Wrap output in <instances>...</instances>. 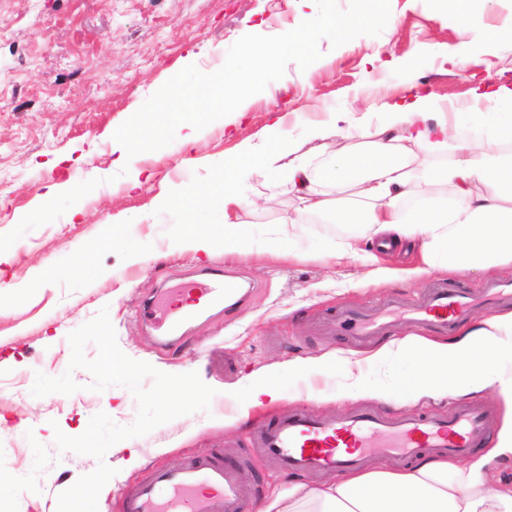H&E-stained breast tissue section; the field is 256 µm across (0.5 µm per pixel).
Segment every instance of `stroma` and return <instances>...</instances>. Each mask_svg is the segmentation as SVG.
I'll return each instance as SVG.
<instances>
[{
    "label": "stroma",
    "mask_w": 512,
    "mask_h": 512,
    "mask_svg": "<svg viewBox=\"0 0 512 512\" xmlns=\"http://www.w3.org/2000/svg\"><path fill=\"white\" fill-rule=\"evenodd\" d=\"M391 14L376 36L361 35L338 48L322 42L321 59L307 69L288 63L279 80L252 104L235 127L210 124L195 148L183 146L167 124L152 126L151 149L136 159L151 172L141 188L128 189L112 167V137L128 129L133 114L188 65L221 68L229 48L262 24L266 36L293 28L297 0H0V512H56L57 496L98 463L115 475L98 496V512H115L121 487L145 478L152 465L180 461L201 448H217L225 460L246 466L247 512H256L278 485L318 478L276 474L247 439L263 420L256 411L246 423L228 427L236 408L230 390L254 371L353 351L345 336L319 330L325 312L339 305L374 307L392 299L414 302L438 282L479 290L491 280L511 281L512 265L495 275L434 271L408 282L377 285L367 269L343 270L316 254L291 262L231 260L223 254L196 259L171 248L174 225L184 214L163 211L155 198L173 186L217 182L213 159L233 154L257 138L270 112H286L298 135L303 124L352 107L355 98L391 99L415 85L455 106L472 103L478 78L512 82V0H464L461 11L440 0H390ZM469 46L468 62L455 50ZM395 65H387V58ZM66 172L83 192L44 203L45 187ZM96 182H88V172ZM250 205L243 215L256 240L276 227L288 196L267 203L268 184L242 186ZM79 220H72L74 210ZM122 224L141 245L137 264L124 259L122 243H105L108 228ZM224 265L250 292L233 311L211 312L188 325L180 353L161 350L151 323L138 314L143 299L178 284L180 275ZM44 279L31 284L33 269ZM108 309L120 349L131 359L169 374L198 373L214 389L210 407L173 419L147 435L120 441L104 459L59 451L55 431L75 437L96 413L120 425L134 422L137 401L123 387L90 390L93 378L70 369L69 334ZM71 372L78 391L36 397V373ZM340 377L283 378L276 411L294 407L339 414L360 408L397 412L396 404L373 398H337ZM142 459L128 468L130 451Z\"/></svg>",
    "instance_id": "obj_1"
}]
</instances>
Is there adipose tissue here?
I'll return each instance as SVG.
<instances>
[{"mask_svg": "<svg viewBox=\"0 0 512 512\" xmlns=\"http://www.w3.org/2000/svg\"><path fill=\"white\" fill-rule=\"evenodd\" d=\"M473 100L471 110L452 112L418 89L355 112H332L306 125L309 154L290 143L284 116H274L265 137L242 141L234 155L215 160L218 187L178 186L156 206L210 214L209 224L176 234L179 249L249 257L255 249L240 220L248 202L239 185L272 173L295 199L264 244L276 257H299L304 218L318 213L330 224L364 226L382 247L417 248L420 264L402 268L379 266L375 255L357 253L348 241L330 250L336 266L359 259L381 283L430 269L488 273L512 265V86L486 83ZM370 127L377 137L365 150L335 142ZM407 359L417 368L399 385L387 386L372 373ZM337 369L346 397L415 403L490 390L509 414L494 445L467 463L426 456L402 469L336 474L316 486L273 491L262 512H512V481L492 485L486 478L492 462L512 458V311L489 314L448 340L409 333L362 357L337 350L254 373L235 392L238 421L280 400L282 375Z\"/></svg>", "mask_w": 512, "mask_h": 512, "instance_id": "adipose-tissue-1", "label": "adipose tissue"}]
</instances>
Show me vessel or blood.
<instances>
[{"label": "vessel or blood", "mask_w": 512, "mask_h": 512, "mask_svg": "<svg viewBox=\"0 0 512 512\" xmlns=\"http://www.w3.org/2000/svg\"><path fill=\"white\" fill-rule=\"evenodd\" d=\"M240 280L223 269L208 270L203 280L142 302L147 319L164 312L165 347H174L184 327L211 310H224L242 299ZM512 302V283H494L471 293L433 285L414 303L388 302L371 312L343 307L322 320L327 335L344 334L367 343L387 335L398 319L440 332H453L479 304ZM496 423L494 411L482 404H462L447 414L389 415L370 410L343 415H315L295 408L262 421L250 443L276 472L322 474L361 468L376 456L393 466L410 464L428 453L453 458L471 456L484 447ZM246 469L224 461L220 453L195 451L172 465L152 466L147 478L122 487L117 512H244L242 486Z\"/></svg>", "instance_id": "obj_1"}]
</instances>
